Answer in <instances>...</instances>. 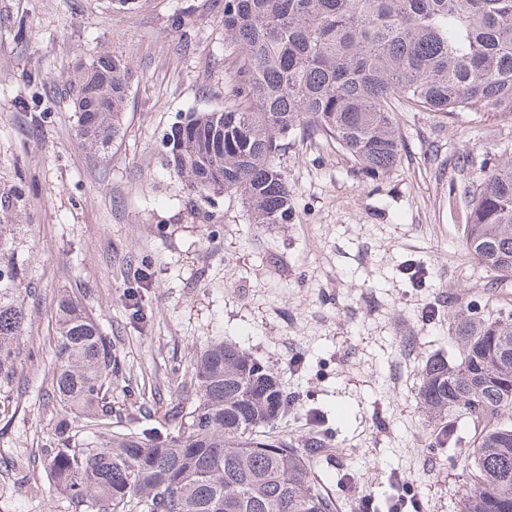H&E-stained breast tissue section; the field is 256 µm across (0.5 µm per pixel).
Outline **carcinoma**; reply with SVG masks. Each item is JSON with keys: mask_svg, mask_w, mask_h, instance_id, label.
Segmentation results:
<instances>
[{"mask_svg": "<svg viewBox=\"0 0 512 512\" xmlns=\"http://www.w3.org/2000/svg\"><path fill=\"white\" fill-rule=\"evenodd\" d=\"M224 106L188 112L165 133L166 166L193 195L236 194L250 223L288 224L293 198L281 166L290 142L323 141L374 180L400 162L396 112L512 117V0H224ZM133 74L121 54L79 59L69 88L77 140L104 153L120 136ZM463 245L512 279V161L485 158L466 179ZM17 266L0 265V384L15 365L26 313ZM53 390L84 427L108 420L112 341L75 296L56 310ZM458 356L421 368L430 420L473 425L474 488L461 512H512V313L451 305ZM196 403L170 439L115 433L79 444L69 429L46 450L54 486L98 512H338L315 485L306 452L267 435L288 404L272 369L231 342L196 356ZM510 416H505V413Z\"/></svg>", "mask_w": 512, "mask_h": 512, "instance_id": "carcinoma-1", "label": "carcinoma"}]
</instances>
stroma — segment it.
Returning <instances> with one entry per match:
<instances>
[{
	"label": "stroma",
	"instance_id": "35a3bbf8",
	"mask_svg": "<svg viewBox=\"0 0 512 512\" xmlns=\"http://www.w3.org/2000/svg\"><path fill=\"white\" fill-rule=\"evenodd\" d=\"M180 15L182 28L172 24ZM127 56L123 132L82 150L65 94L76 58ZM224 20L218 0H0V237L22 264L25 331L0 386V512H97L57 491L42 451L61 421L84 436L52 388L56 303L77 296L112 339L110 429L177 435L195 402L194 359L227 340L277 373L290 403L273 431L310 449L318 488L342 512H460L472 486L473 430L435 440L419 369L456 357L448 299L512 311V280L463 246L468 209L455 163L512 160V118L398 114L404 151L376 181L326 143L284 157L289 224H250L240 196L198 199L164 164L162 137L185 112L220 107ZM308 448V447H307Z\"/></svg>",
	"mask_w": 512,
	"mask_h": 512
}]
</instances>
